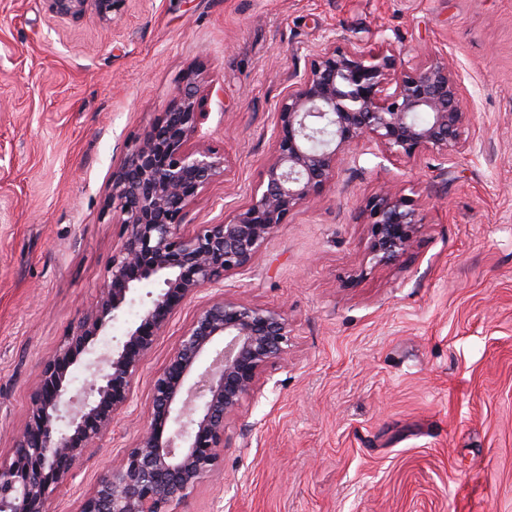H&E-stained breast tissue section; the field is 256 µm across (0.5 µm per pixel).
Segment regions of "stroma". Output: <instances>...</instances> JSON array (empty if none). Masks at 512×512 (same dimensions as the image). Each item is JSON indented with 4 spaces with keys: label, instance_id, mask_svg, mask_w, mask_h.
Returning <instances> with one entry per match:
<instances>
[{
    "label": "stroma",
    "instance_id": "35a3bbf8",
    "mask_svg": "<svg viewBox=\"0 0 512 512\" xmlns=\"http://www.w3.org/2000/svg\"><path fill=\"white\" fill-rule=\"evenodd\" d=\"M447 56L477 148L442 163L375 139L286 216L224 296L285 309L292 336L229 418L216 478L180 512H512V0H125L111 21L0 0V456L45 359L99 300L120 245L112 172L198 82L205 145L229 161L184 229L231 218L274 156L288 77L325 36ZM391 184L423 217L372 266L361 212ZM179 304L111 431L50 512H78L148 420L154 376L199 309Z\"/></svg>",
    "mask_w": 512,
    "mask_h": 512
}]
</instances>
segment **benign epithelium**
Returning a JSON list of instances; mask_svg holds the SVG:
<instances>
[{
  "mask_svg": "<svg viewBox=\"0 0 512 512\" xmlns=\"http://www.w3.org/2000/svg\"><path fill=\"white\" fill-rule=\"evenodd\" d=\"M124 0H44L72 22L89 12L109 21ZM271 132L274 158L249 201L221 224L183 231L188 206L224 176L226 158L204 146L196 86L178 90L144 140L112 171L121 245L95 306L44 362L29 419L0 459V512H50V497L72 465L130 406L132 385L154 338L175 307L246 270L288 213L336 180L342 158L365 137L390 153L431 151L452 161L472 147L464 88L443 53L412 63L336 45L330 36L308 70L288 79ZM369 264L398 261L412 248L419 213L387 185L365 207ZM151 287L137 322L112 346L98 337L123 320ZM286 312L225 297L204 306L153 381L148 425L119 464L104 472L78 512H178L224 453L227 420L288 349ZM83 363L91 384L76 392L71 368Z\"/></svg>",
  "mask_w": 512,
  "mask_h": 512,
  "instance_id": "1",
  "label": "benign epithelium"
}]
</instances>
